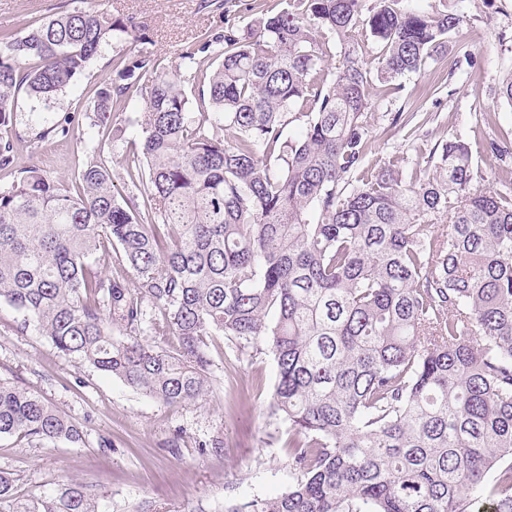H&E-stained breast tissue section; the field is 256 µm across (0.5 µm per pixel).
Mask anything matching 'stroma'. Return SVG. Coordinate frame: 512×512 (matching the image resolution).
<instances>
[{
	"label": "stroma",
	"mask_w": 512,
	"mask_h": 512,
	"mask_svg": "<svg viewBox=\"0 0 512 512\" xmlns=\"http://www.w3.org/2000/svg\"><path fill=\"white\" fill-rule=\"evenodd\" d=\"M116 16L145 25L139 40L106 46L50 105L19 94L13 126L17 166H38L52 176L73 180L88 151L109 160L121 194H141L123 159L138 137L135 113L116 116L122 135L95 126L93 85L112 78L118 54H153L160 69L175 65L182 46L208 30L224 26V12L202 0H99ZM463 14L461 41L424 70L408 74L400 89H370L365 113L370 156H403L407 165L424 162L434 146L452 137L467 141L487 187L512 178V164L487 154L486 143L512 132V106L499 95L512 73V0H405L427 11L441 4ZM80 0H0V29L25 34L46 17L79 8ZM471 59H464V52ZM419 113L415 134L391 130L393 113ZM498 115L489 128L484 115ZM70 121L69 138L37 139L53 123ZM211 384L199 400L167 404L125 385L74 356L59 353L23 314L0 302V377L55 405L83 430L79 444L42 448L17 437L0 438V472L14 481V494L51 496L78 481L94 493L99 512H130L150 501L170 512H224L226 502L271 498L296 480L288 464V424L269 404L276 377L264 346H245L215 335L207 348Z\"/></svg>",
	"instance_id": "stroma-1"
}]
</instances>
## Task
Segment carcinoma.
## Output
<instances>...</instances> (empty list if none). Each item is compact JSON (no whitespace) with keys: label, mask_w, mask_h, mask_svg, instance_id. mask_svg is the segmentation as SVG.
Here are the masks:
<instances>
[{"label":"carcinoma","mask_w":512,"mask_h":512,"mask_svg":"<svg viewBox=\"0 0 512 512\" xmlns=\"http://www.w3.org/2000/svg\"><path fill=\"white\" fill-rule=\"evenodd\" d=\"M362 3L287 0L274 12L252 0L250 26L224 19L170 74L150 55L113 59L95 123L140 102L124 165L145 197L119 195L96 150L72 191L23 169L0 188V301L58 352L169 404L208 390L207 337L263 345L297 480L224 512H512V188L485 186L456 137L424 166L371 160L363 124L373 81L420 71L466 19L402 0H376L364 18ZM360 24L381 47L374 72L351 44ZM137 29L94 4L21 37L1 30L0 126L20 92L51 102ZM322 32L341 43L333 69ZM14 161L1 140L0 170ZM109 250L122 265L110 275L90 264ZM145 301L176 350L114 336ZM82 434L0 380V437L55 446ZM14 501L0 475V512ZM22 512L97 510L74 482Z\"/></svg>","instance_id":"carcinoma-1"}]
</instances>
